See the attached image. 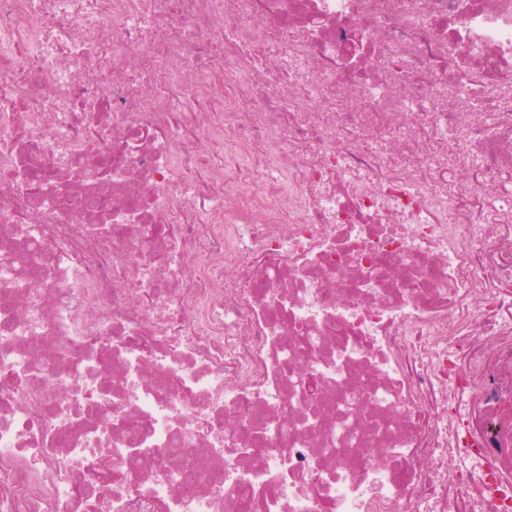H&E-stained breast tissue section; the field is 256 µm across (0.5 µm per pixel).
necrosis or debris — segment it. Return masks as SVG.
Instances as JSON below:
<instances>
[{
  "instance_id": "obj_1",
  "label": "necrosis or debris",
  "mask_w": 512,
  "mask_h": 512,
  "mask_svg": "<svg viewBox=\"0 0 512 512\" xmlns=\"http://www.w3.org/2000/svg\"><path fill=\"white\" fill-rule=\"evenodd\" d=\"M512 512V0H0V512Z\"/></svg>"
}]
</instances>
